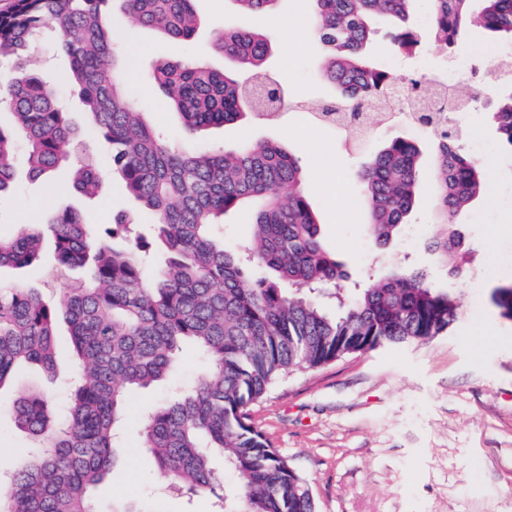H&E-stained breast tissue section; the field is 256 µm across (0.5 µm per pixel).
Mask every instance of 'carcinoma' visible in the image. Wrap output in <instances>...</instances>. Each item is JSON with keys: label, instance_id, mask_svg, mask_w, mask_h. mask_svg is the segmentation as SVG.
I'll use <instances>...</instances> for the list:
<instances>
[{"label": "carcinoma", "instance_id": "1", "mask_svg": "<svg viewBox=\"0 0 512 512\" xmlns=\"http://www.w3.org/2000/svg\"><path fill=\"white\" fill-rule=\"evenodd\" d=\"M110 0H14L0 13V65L14 71L0 87V105L15 127L0 128V196L15 186V159L25 143L27 174L49 176L82 143L52 85L27 67L38 42L56 40L68 61L61 80L78 92L128 194L140 205L120 212L100 235L76 211L51 213L45 224L0 238V269L34 267L49 236L56 265L82 268L85 284L58 302L34 288L0 281V396L22 364L54 369L62 355L57 326L70 328L78 375L65 421L55 422L39 392L3 402L15 425L38 444L22 449L27 464L0 483V512H103L94 491L110 475L121 448L129 393L169 378L184 345L205 360L197 379L141 418L140 447L171 486L187 496L215 492L216 460L230 469L236 495L224 512H315L308 481L250 422L249 406L289 373L395 345L422 343L448 331L459 315L453 291L433 285L400 263L348 288L344 265L321 239V224L303 184L298 160L274 142L235 152L192 151L171 144L131 98L120 72L123 52L105 13ZM140 24L176 41L191 40L199 19L195 0H121ZM315 29L324 50L323 77L335 95L324 112L356 118L391 83L366 55L371 19L399 22L394 45H419L406 26L413 0H315ZM437 51L450 53L476 23L512 42V0H431ZM216 49L249 78L267 77L274 45L251 30L222 33ZM147 81L163 89L188 136L255 113L247 83L193 60L158 63ZM500 140L512 148V92L493 113ZM429 162L436 206L451 217L485 187L482 163L465 153L445 127L426 141L395 137L362 170L368 232L385 245L411 213L423 162ZM101 174L91 160L73 171L70 189L96 194ZM250 207L253 234L229 248L214 233L224 215ZM150 218L148 234L133 226ZM122 237L124 247L108 239ZM464 237L448 224L428 249L460 273L469 262ZM256 267L270 276L251 277ZM494 301L512 318V283Z\"/></svg>", "mask_w": 512, "mask_h": 512}]
</instances>
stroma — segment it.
Here are the masks:
<instances>
[{"mask_svg":"<svg viewBox=\"0 0 512 512\" xmlns=\"http://www.w3.org/2000/svg\"><path fill=\"white\" fill-rule=\"evenodd\" d=\"M195 9L201 26L186 43L173 42L131 16L113 14L127 60L124 80L140 111L170 140L198 149L280 144L298 158L308 199L320 217L323 244L344 263L351 279L407 261L426 270L434 285L452 288L459 304V316L446 335L290 373L251 406L252 424L307 479L317 512H512V320L502 317L492 300L497 286L512 281V232L499 231L501 225H512V208L502 202L512 192V152L492 122L507 88L494 74L492 56L512 44L481 29L466 39L473 73L458 88L476 94L477 100L461 121L468 139L486 147L481 161L487 188L451 218L461 226L472 257L459 281L426 248L439 223L430 178H423L414 211L387 246L369 237L360 172L391 137L413 138L417 132L395 117L349 144L315 119L334 91L321 76L314 0H279L273 10L248 14L232 0H195ZM274 20L286 25L291 37L288 46L276 47L267 70L284 92L285 107L272 117L253 116L185 138L167 94L145 90L144 75L157 63L179 57L236 73L234 62L213 51L214 37L241 28L264 33ZM375 24L380 33L369 48L374 60L397 76L417 73L418 60L397 53L386 38L390 21L380 17ZM329 178L336 180V188L326 186ZM66 208L103 228L116 213L132 210L133 203L112 173L90 199L69 189L64 170L48 181L23 178L14 193L0 198V237H15ZM0 278L21 281L54 303L82 281L83 273L58 268L47 242L39 265L5 268ZM75 368L65 355L51 373L21 369L11 392L19 396L42 390L53 411H62L65 383ZM126 436L111 481L96 492L103 512L117 501L136 503L142 512H218V497H234L229 472L215 496L189 498L168 491L155 463L137 444V427L128 425Z\"/></svg>","mask_w":512,"mask_h":512,"instance_id":"35a3bbf8","label":"stroma"}]
</instances>
